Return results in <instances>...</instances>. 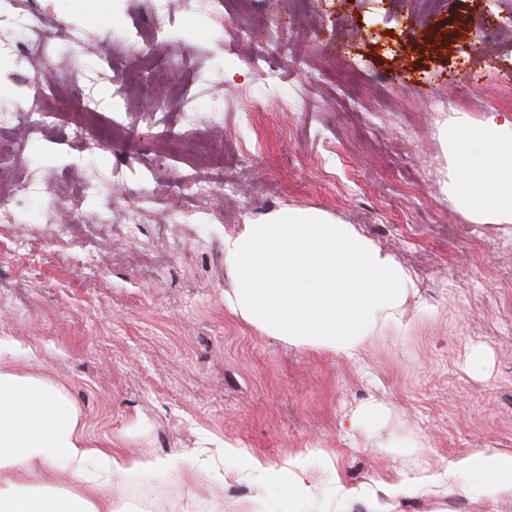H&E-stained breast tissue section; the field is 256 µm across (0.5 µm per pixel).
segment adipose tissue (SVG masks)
<instances>
[{
    "mask_svg": "<svg viewBox=\"0 0 512 512\" xmlns=\"http://www.w3.org/2000/svg\"><path fill=\"white\" fill-rule=\"evenodd\" d=\"M448 198L478 224H512V113L475 119L460 112L448 126ZM224 260L235 276L228 306L248 324L298 346L358 358L382 328L400 324L414 288L409 274L352 224L318 210L280 209L225 235ZM239 478L277 482L304 505L319 495L362 500L367 512H392L419 493H472L488 505L512 497V449L475 448L440 469L399 472L353 486H321L298 454L279 467L226 447ZM208 449L179 458L136 459L88 437L64 390L48 379L0 367V512H112L119 476L132 471L179 473L209 467ZM47 489L21 492L31 474ZM74 484V493L56 485Z\"/></svg>",
    "mask_w": 512,
    "mask_h": 512,
    "instance_id": "1",
    "label": "adipose tissue"
}]
</instances>
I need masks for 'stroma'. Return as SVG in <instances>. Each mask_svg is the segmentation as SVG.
Wrapping results in <instances>:
<instances>
[{"instance_id":"obj_1","label":"stroma","mask_w":512,"mask_h":512,"mask_svg":"<svg viewBox=\"0 0 512 512\" xmlns=\"http://www.w3.org/2000/svg\"><path fill=\"white\" fill-rule=\"evenodd\" d=\"M98 0H22L40 41L56 49L43 73L53 121L21 139L0 189L33 182L82 199L56 223L44 199L0 212V337L6 364L59 384L87 431L129 455L174 456L227 445L269 463L307 454L322 482L356 484L435 467L472 448H512V228L477 224L449 200L444 138L455 113H512V0H228L206 14L173 0L178 39L158 51L132 103L113 106V74L150 48L146 0H114L132 40L108 44ZM83 60L111 61L85 81ZM286 69L263 83L238 30ZM13 42L0 22V44ZM206 81H199V74ZM22 51L0 53V90L35 100ZM164 118L148 110L152 95ZM99 106L84 122L85 99ZM185 126L182 152L158 162L160 122ZM112 196L84 193L100 175ZM240 185L232 200L202 182ZM284 207L326 212L384 249L413 278L401 325L379 331L360 359L268 336L224 304L233 273L224 236ZM189 208L193 219L166 220ZM481 367H473L474 356ZM375 404L380 415L345 421ZM336 451L335 465L326 452ZM293 512L276 485L212 474L123 478L114 512ZM468 496L402 500L398 512H487Z\"/></svg>"}]
</instances>
